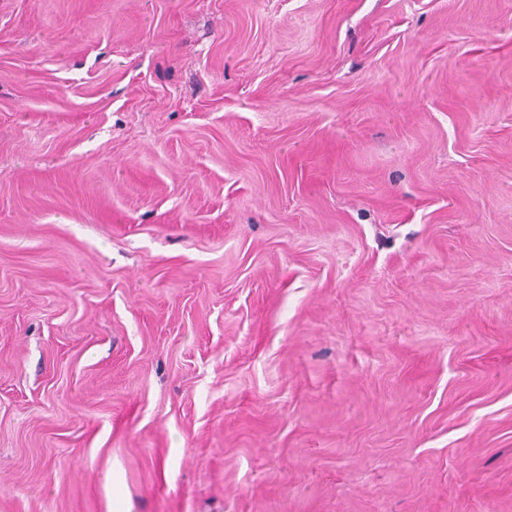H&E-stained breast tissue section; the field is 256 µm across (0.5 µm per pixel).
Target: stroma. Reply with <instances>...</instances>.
I'll return each instance as SVG.
<instances>
[{"label":"stroma","instance_id":"obj_1","mask_svg":"<svg viewBox=\"0 0 512 512\" xmlns=\"http://www.w3.org/2000/svg\"><path fill=\"white\" fill-rule=\"evenodd\" d=\"M0 512H512V0H0Z\"/></svg>","mask_w":512,"mask_h":512}]
</instances>
